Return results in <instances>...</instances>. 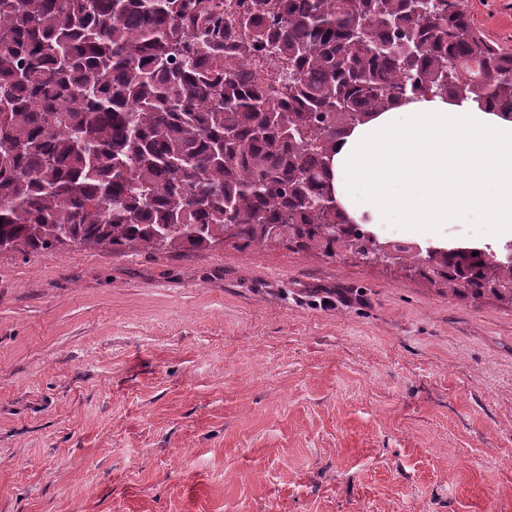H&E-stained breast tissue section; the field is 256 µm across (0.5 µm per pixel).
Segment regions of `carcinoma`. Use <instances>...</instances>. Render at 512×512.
I'll list each match as a JSON object with an SVG mask.
<instances>
[{
  "label": "carcinoma",
  "instance_id": "carcinoma-1",
  "mask_svg": "<svg viewBox=\"0 0 512 512\" xmlns=\"http://www.w3.org/2000/svg\"><path fill=\"white\" fill-rule=\"evenodd\" d=\"M429 2L0 0V245L365 254L331 194L338 138L418 97L512 117V53L463 0ZM511 250L397 259L480 298Z\"/></svg>",
  "mask_w": 512,
  "mask_h": 512
}]
</instances>
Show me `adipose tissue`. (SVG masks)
<instances>
[{
	"instance_id": "1",
	"label": "adipose tissue",
	"mask_w": 512,
	"mask_h": 512,
	"mask_svg": "<svg viewBox=\"0 0 512 512\" xmlns=\"http://www.w3.org/2000/svg\"><path fill=\"white\" fill-rule=\"evenodd\" d=\"M331 189L347 220L440 250L512 241V120L476 102L394 103L338 139ZM485 230L450 237L452 225Z\"/></svg>"
}]
</instances>
